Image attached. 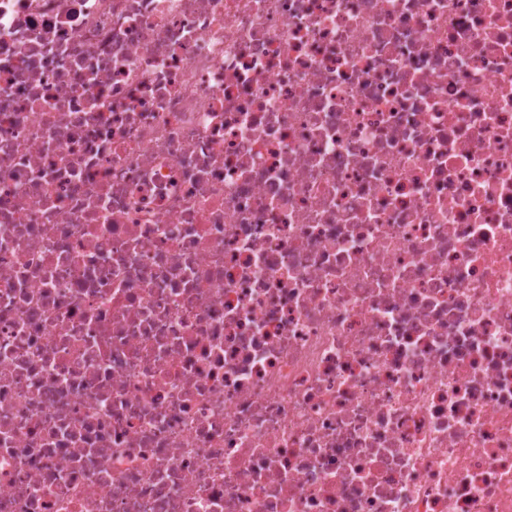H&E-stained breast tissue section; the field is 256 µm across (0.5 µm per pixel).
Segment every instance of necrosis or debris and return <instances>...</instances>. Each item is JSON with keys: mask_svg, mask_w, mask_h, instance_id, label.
<instances>
[{"mask_svg": "<svg viewBox=\"0 0 512 512\" xmlns=\"http://www.w3.org/2000/svg\"><path fill=\"white\" fill-rule=\"evenodd\" d=\"M0 512H512V0H0Z\"/></svg>", "mask_w": 512, "mask_h": 512, "instance_id": "4bbe7bcc", "label": "necrosis or debris"}]
</instances>
